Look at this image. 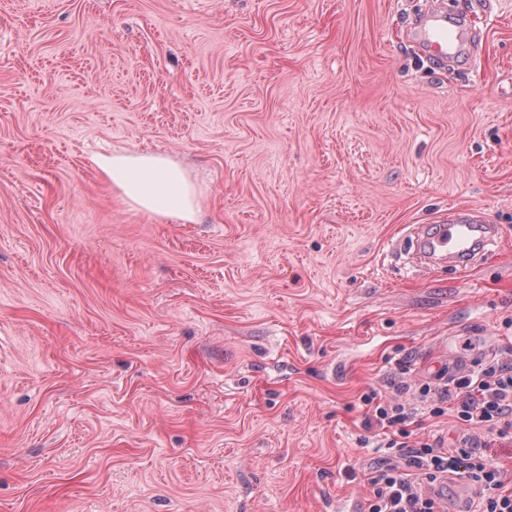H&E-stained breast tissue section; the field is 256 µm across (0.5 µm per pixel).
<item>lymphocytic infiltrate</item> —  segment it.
<instances>
[{"instance_id":"obj_1","label":"lymphocytic infiltrate","mask_w":512,"mask_h":512,"mask_svg":"<svg viewBox=\"0 0 512 512\" xmlns=\"http://www.w3.org/2000/svg\"><path fill=\"white\" fill-rule=\"evenodd\" d=\"M363 427L374 433L385 458L350 471L369 494L364 512H443L430 487L454 475L473 486L478 499L471 512H512V474L493 461L490 451L512 444V359L478 362L466 374L415 385L414 400L392 403L376 390L361 395ZM453 419L482 429V440L462 438L456 446L415 436L424 419Z\"/></svg>"}]
</instances>
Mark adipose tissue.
Returning <instances> with one entry per match:
<instances>
[{
	"instance_id": "1",
	"label": "adipose tissue",
	"mask_w": 512,
	"mask_h": 512,
	"mask_svg": "<svg viewBox=\"0 0 512 512\" xmlns=\"http://www.w3.org/2000/svg\"><path fill=\"white\" fill-rule=\"evenodd\" d=\"M96 166L126 204L150 216L194 222L202 196L179 164L161 154L115 152Z\"/></svg>"
}]
</instances>
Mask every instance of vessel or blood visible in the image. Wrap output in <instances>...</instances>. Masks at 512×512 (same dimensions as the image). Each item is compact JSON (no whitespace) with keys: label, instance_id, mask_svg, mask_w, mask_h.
Returning <instances> with one entry per match:
<instances>
[{"label":"vessel or blood","instance_id":"vessel-or-blood-1","mask_svg":"<svg viewBox=\"0 0 512 512\" xmlns=\"http://www.w3.org/2000/svg\"><path fill=\"white\" fill-rule=\"evenodd\" d=\"M470 33L468 20L438 5L415 21L412 39L427 62L444 69L472 55ZM499 239L497 225L474 209L453 207L439 223L410 226L398 244L411 251L418 266H446L462 276L482 258L494 255Z\"/></svg>","mask_w":512,"mask_h":512}]
</instances>
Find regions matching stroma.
Here are the masks:
<instances>
[{
	"label": "stroma",
	"mask_w": 512,
	"mask_h": 512,
	"mask_svg": "<svg viewBox=\"0 0 512 512\" xmlns=\"http://www.w3.org/2000/svg\"><path fill=\"white\" fill-rule=\"evenodd\" d=\"M416 53L429 0H0V512H327L368 389L500 352L512 319V0ZM155 152L193 224L94 160ZM501 234L408 278L404 226ZM339 375H332V368ZM470 25L471 21L438 5L415 21L412 39L427 62L445 69L465 55L474 57ZM96 166L126 204L160 219L193 223L202 196L179 164L161 154L114 152Z\"/></svg>",
	"instance_id": "35a3bbf8"
}]
</instances>
